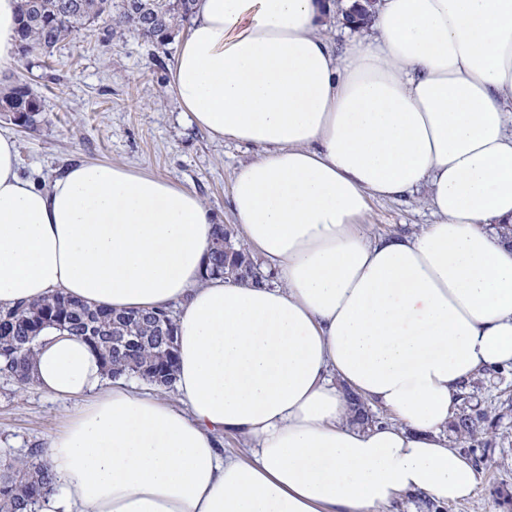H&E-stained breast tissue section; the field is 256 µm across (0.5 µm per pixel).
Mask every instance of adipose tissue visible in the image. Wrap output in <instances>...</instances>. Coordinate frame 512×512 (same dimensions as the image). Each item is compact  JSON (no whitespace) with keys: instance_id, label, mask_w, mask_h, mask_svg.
I'll use <instances>...</instances> for the list:
<instances>
[{"instance_id":"obj_1","label":"adipose tissue","mask_w":512,"mask_h":512,"mask_svg":"<svg viewBox=\"0 0 512 512\" xmlns=\"http://www.w3.org/2000/svg\"><path fill=\"white\" fill-rule=\"evenodd\" d=\"M330 0H196L171 90L211 138L259 147L233 222L266 281L203 277L217 215L192 190L81 161L47 187L0 133V308L56 291L177 327L176 403L42 334L29 382L76 402L38 512H385L471 496L457 394L512 362V0H376L333 51ZM433 216L369 239L371 200ZM392 422L348 425L345 390ZM235 434L245 456L222 453Z\"/></svg>"}]
</instances>
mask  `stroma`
Wrapping results in <instances>:
<instances>
[{
	"label": "stroma",
	"instance_id": "1",
	"mask_svg": "<svg viewBox=\"0 0 512 512\" xmlns=\"http://www.w3.org/2000/svg\"><path fill=\"white\" fill-rule=\"evenodd\" d=\"M103 27L99 21L66 39L49 67L29 58L0 73V88L16 77L31 78L43 105L32 130L0 117V131L16 139L21 173L50 180L81 160L124 164L195 191L231 219L234 172L258 149L212 139L189 124L170 88L178 39L159 45L122 25L106 37ZM431 221L419 192L402 201H371L362 224L376 237L410 234ZM466 391L459 408L492 405L500 421L472 496L446 505L445 512H512V375L477 378ZM72 411V404L0 375V455L43 447Z\"/></svg>",
	"mask_w": 512,
	"mask_h": 512
}]
</instances>
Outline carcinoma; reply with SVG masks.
<instances>
[{"label":"carcinoma","mask_w":512,"mask_h":512,"mask_svg":"<svg viewBox=\"0 0 512 512\" xmlns=\"http://www.w3.org/2000/svg\"><path fill=\"white\" fill-rule=\"evenodd\" d=\"M194 0H123L117 19H112V0H20L18 52L41 49L50 56L66 36L95 21L116 22L154 43L172 38L177 23L193 16ZM0 112L10 114L14 124L31 128L38 122L42 105L23 83L11 84L0 93ZM237 231L231 224L217 225L213 249L209 255L208 276H224L227 266H246L253 270L247 282L260 283L265 276L260 265L246 249L237 245ZM175 321L163 311L115 313L103 307H91L63 293L30 305L0 310V372L20 383L26 381V369L34 356V345L42 332L54 328L77 335L100 356L110 374L121 372L161 389L175 382L176 354H167L156 337L160 325ZM121 336L135 338L122 355L115 353ZM345 397L351 407L349 423L361 427L379 424L364 401L350 390ZM496 417L486 410L462 412L450 422L452 432L475 465H480L488 447L489 430ZM55 486V475L42 458V449L32 448L22 458L0 460V512H37L39 502Z\"/></svg>","instance_id":"carcinoma-1"}]
</instances>
